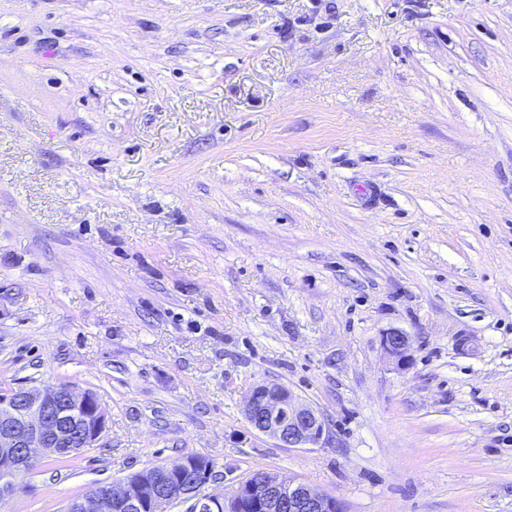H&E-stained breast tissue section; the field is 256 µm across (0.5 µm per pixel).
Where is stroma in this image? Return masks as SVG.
<instances>
[{
    "label": "stroma",
    "instance_id": "obj_1",
    "mask_svg": "<svg viewBox=\"0 0 512 512\" xmlns=\"http://www.w3.org/2000/svg\"><path fill=\"white\" fill-rule=\"evenodd\" d=\"M260 382L334 441L254 431ZM62 384L102 445L0 512L187 453L512 512V0H0V390ZM380 344L397 366H408L411 361V336L400 329H389L381 337Z\"/></svg>",
    "mask_w": 512,
    "mask_h": 512
}]
</instances>
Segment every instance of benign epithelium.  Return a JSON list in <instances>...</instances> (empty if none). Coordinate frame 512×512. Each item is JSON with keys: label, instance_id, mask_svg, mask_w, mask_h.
Here are the masks:
<instances>
[{"label": "benign epithelium", "instance_id": "1", "mask_svg": "<svg viewBox=\"0 0 512 512\" xmlns=\"http://www.w3.org/2000/svg\"><path fill=\"white\" fill-rule=\"evenodd\" d=\"M380 344L398 366H408L411 337L404 331H386ZM245 417L254 431L289 448L323 447L333 440L323 418L277 384L257 383L250 388ZM107 431L106 410L91 390L65 384L5 392L0 397V499L16 491L12 478L31 470L37 459L93 448ZM212 479V468L197 470L185 457L165 470L152 467L100 486L70 501L67 512H163L181 505L190 512H342L334 497L299 480L251 476L226 500L202 493Z\"/></svg>", "mask_w": 512, "mask_h": 512}]
</instances>
